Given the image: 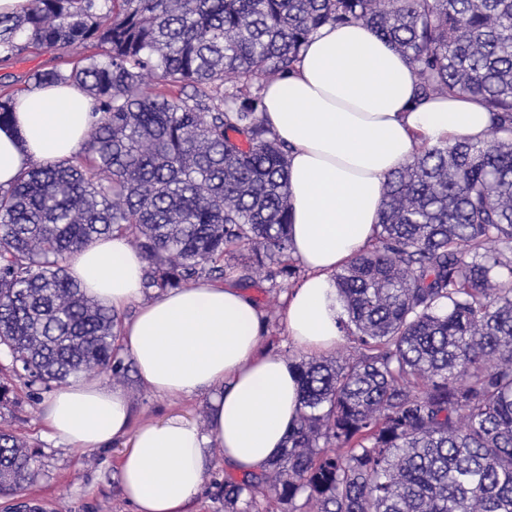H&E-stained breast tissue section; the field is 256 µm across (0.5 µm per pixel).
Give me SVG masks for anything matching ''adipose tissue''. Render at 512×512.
Wrapping results in <instances>:
<instances>
[{
  "label": "adipose tissue",
  "mask_w": 512,
  "mask_h": 512,
  "mask_svg": "<svg viewBox=\"0 0 512 512\" xmlns=\"http://www.w3.org/2000/svg\"><path fill=\"white\" fill-rule=\"evenodd\" d=\"M416 70L365 24L323 26L294 72L267 84L263 118L288 150L293 254L304 274L287 293L283 324L310 353L335 350L344 310L334 274L371 244L388 176L420 142L486 140L490 114L456 93L414 104ZM93 104L78 86L44 85L15 97L0 128V185L26 167L71 158L87 139ZM146 261L120 236L71 257L67 271L115 312L136 306L119 343L140 382L191 398L211 392L209 422L183 416L132 426L119 388L74 384L46 401L48 433L76 448L104 449L131 435L119 461L121 491L134 512H183L205 482L207 450H224L237 474H259L299 414L293 363L262 349L264 314L229 283L197 281L143 298Z\"/></svg>",
  "instance_id": "adipose-tissue-1"
}]
</instances>
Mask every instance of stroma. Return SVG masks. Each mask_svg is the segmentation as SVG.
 Wrapping results in <instances>:
<instances>
[{
  "mask_svg": "<svg viewBox=\"0 0 512 512\" xmlns=\"http://www.w3.org/2000/svg\"><path fill=\"white\" fill-rule=\"evenodd\" d=\"M60 53L44 48L24 52L19 59L0 62V90H23L30 72L59 64ZM295 283L282 275L254 276L249 293L266 314L265 347L290 361L308 359V352L298 348L281 324L283 297ZM89 382L118 387L127 394L134 422L161 421L171 415H183L206 425L210 400L162 397L142 385L136 376L113 377L111 372L90 374ZM47 389L30 394L23 384L13 386L11 402L0 410V427H8L22 437L37 456V475L23 493L25 504L36 512H131L119 484L116 463L132 446L131 436H123L106 449L73 448L53 439L41 422V405L48 398Z\"/></svg>",
  "mask_w": 512,
  "mask_h": 512,
  "instance_id": "stroma-1",
  "label": "stroma"
}]
</instances>
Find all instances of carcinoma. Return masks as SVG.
<instances>
[{
  "instance_id": "cac0c4a2",
  "label": "carcinoma",
  "mask_w": 512,
  "mask_h": 512,
  "mask_svg": "<svg viewBox=\"0 0 512 512\" xmlns=\"http://www.w3.org/2000/svg\"><path fill=\"white\" fill-rule=\"evenodd\" d=\"M362 22L417 71L415 102L469 93L487 139L421 143L387 180L374 242L336 273L348 345L296 364L299 417L261 477L215 483L224 512H512V0H28L0 60L69 57L27 88L81 86L99 114L70 159L0 186V352L27 388L114 359L121 318L67 274L118 235L165 292L226 260L290 273L287 149L254 87L326 24ZM34 456L0 430V496Z\"/></svg>"
}]
</instances>
